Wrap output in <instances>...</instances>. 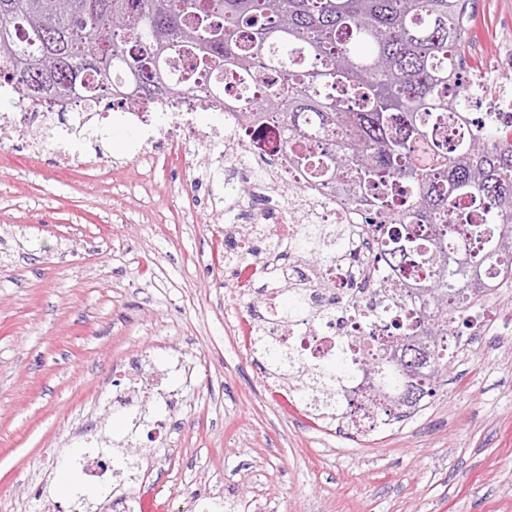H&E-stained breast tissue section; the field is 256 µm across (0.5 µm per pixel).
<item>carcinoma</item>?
<instances>
[{"label": "carcinoma", "mask_w": 512, "mask_h": 512, "mask_svg": "<svg viewBox=\"0 0 512 512\" xmlns=\"http://www.w3.org/2000/svg\"><path fill=\"white\" fill-rule=\"evenodd\" d=\"M467 0H0V79L14 82L18 106L43 93L62 100L60 85L78 72L76 90L96 101L112 95L115 69L144 90L131 99L144 107L179 86L160 65L174 53L185 63L187 93L206 90L210 74L250 79L278 72L265 94L262 115L288 127L289 161L325 175L343 193L368 200L379 219L378 260L397 280L400 311L383 318L379 335L351 336L346 351L318 368L301 371L304 399L323 414L352 409L337 387L365 371L372 390L395 392L401 382L385 354L384 338L414 336L412 297L429 305L433 335L412 404L383 405V414L405 416L433 395L461 337L451 330L459 314L471 324L473 296L448 271V246L464 249L459 262L477 270H512V137L496 122L462 129L457 151L433 139L453 111L469 117L478 83H465L461 35L470 22ZM464 92L456 103L448 89ZM344 93L336 97V91ZM428 146L427 166L413 160ZM465 199L479 224L456 212ZM323 228L307 227L296 243L302 257L317 254ZM275 321L286 323L306 307L305 291L284 285ZM350 312L368 319L364 303L326 306L320 317ZM253 346L275 372L291 376L300 355L263 327Z\"/></svg>", "instance_id": "obj_1"}]
</instances>
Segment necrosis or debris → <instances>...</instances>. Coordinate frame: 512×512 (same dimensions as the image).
<instances>
[{
    "instance_id": "1",
    "label": "necrosis or debris",
    "mask_w": 512,
    "mask_h": 512,
    "mask_svg": "<svg viewBox=\"0 0 512 512\" xmlns=\"http://www.w3.org/2000/svg\"><path fill=\"white\" fill-rule=\"evenodd\" d=\"M275 77V72L269 71L256 79L230 82L215 75L210 79L211 97L176 92L157 100L150 110L129 103L112 106L47 97L1 112L0 131L27 146L30 155L49 149L59 164L68 166L72 163L69 144L73 133L115 126L147 128L157 141L187 155L206 153L211 172L233 170L248 179L251 193L213 216L214 223L223 224L225 233L248 244L247 249L225 257V267L236 279L225 304L237 316L239 346L242 351L250 350L255 325L267 323V313L274 310L280 284L286 279L306 288L308 311L289 326L275 327L274 333L297 348L306 363L315 365L335 355L343 342L337 321L316 318L315 310L335 296L345 303L372 300L375 311L381 313L394 311L398 300L392 288L381 285L386 275L377 260L380 244L368 224V205L346 200L322 178L291 164L279 149L286 134L284 125L241 119L243 103L259 97ZM209 105L221 109L225 119L220 126L203 130L197 124V111ZM307 224L324 225L327 234L335 236L341 258L304 261L294 243ZM270 234L280 240L283 254L275 265L266 261L259 247ZM256 284L264 287L267 296L263 314L253 307L252 287ZM106 399L130 421L132 429L125 443L133 448L150 404H171L172 394L167 386L133 372L127 375L124 388L107 393ZM80 446L73 464L81 492L95 493L100 512H110L113 495L125 491V512H139L141 504L129 489V468L122 458L91 434L81 436Z\"/></svg>"
}]
</instances>
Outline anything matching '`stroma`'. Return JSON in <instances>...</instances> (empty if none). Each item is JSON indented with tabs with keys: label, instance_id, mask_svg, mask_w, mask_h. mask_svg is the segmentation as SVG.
<instances>
[{
	"label": "stroma",
	"instance_id": "35a3bbf8",
	"mask_svg": "<svg viewBox=\"0 0 512 512\" xmlns=\"http://www.w3.org/2000/svg\"><path fill=\"white\" fill-rule=\"evenodd\" d=\"M469 6L466 69L496 74L512 101V0ZM112 136L74 145L102 154L94 177L59 175L49 152L0 156V512L41 499L70 512L45 457L66 462L87 425L112 442L126 434L99 394L131 365L177 392L150 412L168 438L132 456L135 493L159 512L212 500L223 512H512L511 287L478 312L468 350L415 417L352 441L283 416L226 326L235 280L208 222L223 176L150 135L122 149ZM180 359L197 362L196 381Z\"/></svg>",
	"mask_w": 512,
	"mask_h": 512
}]
</instances>
